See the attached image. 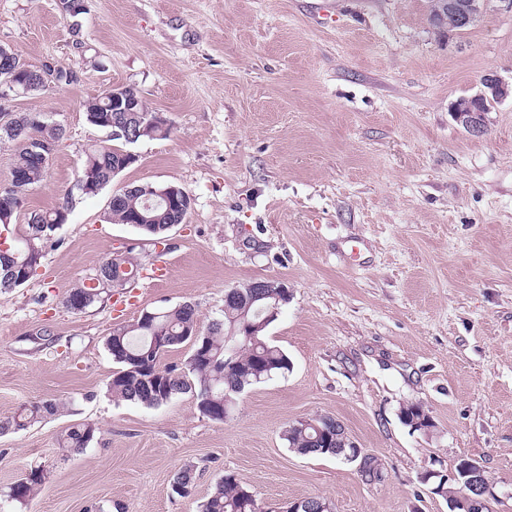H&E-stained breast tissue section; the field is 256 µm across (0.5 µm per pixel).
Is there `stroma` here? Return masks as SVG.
Returning a JSON list of instances; mask_svg holds the SVG:
<instances>
[{"label": "stroma", "mask_w": 512, "mask_h": 512, "mask_svg": "<svg viewBox=\"0 0 512 512\" xmlns=\"http://www.w3.org/2000/svg\"><path fill=\"white\" fill-rule=\"evenodd\" d=\"M429 16V0H85L72 20L57 0H0V45L75 76L13 102L65 129L15 223L67 192L75 205L37 275L0 294V417L65 405L0 434V492L47 472L0 512H199L227 473L261 512L307 497L334 512H450L419 476L463 459L483 467L490 512H512V100L478 137L451 112L484 74L512 80V10L489 0L449 34ZM115 85L171 133L132 144L137 162L84 195L86 155L105 137L84 104ZM146 183L193 198L163 246L108 218L115 192ZM126 249L167 278L69 310V289ZM261 278L291 290L267 332L289 373L221 422L190 392L157 408L109 394L117 324L189 302L205 326L227 289ZM409 402L433 428L402 423ZM317 415L338 419L384 481L291 451L285 428ZM83 422L94 439L62 451ZM185 468L196 481L181 497L172 481ZM97 428L91 423H78L72 425L61 437L60 448L79 453L87 448L94 438ZM33 470L40 471L41 475L31 477L25 472L24 477L9 487V491L5 494L8 500L24 504L45 483L47 473L39 467L31 468L28 472H33Z\"/></svg>", "instance_id": "obj_1"}]
</instances>
